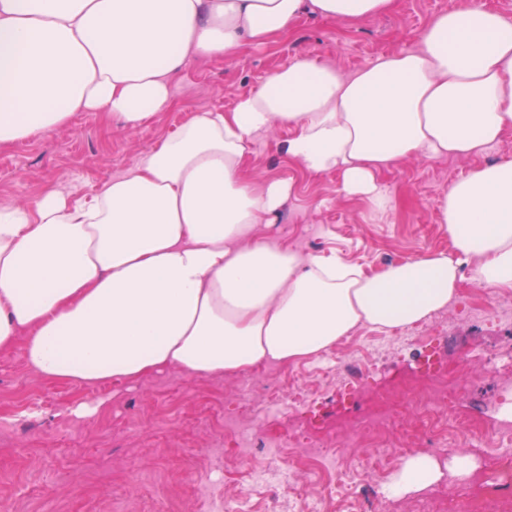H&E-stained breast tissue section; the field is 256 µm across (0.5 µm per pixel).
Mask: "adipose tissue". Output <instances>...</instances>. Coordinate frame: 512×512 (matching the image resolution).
Returning <instances> with one entry per match:
<instances>
[{
  "label": "adipose tissue",
  "mask_w": 512,
  "mask_h": 512,
  "mask_svg": "<svg viewBox=\"0 0 512 512\" xmlns=\"http://www.w3.org/2000/svg\"><path fill=\"white\" fill-rule=\"evenodd\" d=\"M393 0H0V148L49 135L84 112L135 131L173 106L194 56L231 57L285 35L301 13L352 21ZM377 214L379 173L414 159L469 158L512 129V20L483 5L435 15L411 51L351 74L301 56L228 111L194 113L86 200L58 189L0 208V352L23 345L46 381L124 383L177 366L244 377L315 360L363 327L418 323L454 299L464 263L512 291V158L472 169L442 195L450 251L375 272L261 239L292 184L248 173L257 139ZM447 466L402 460V497Z\"/></svg>",
  "instance_id": "1"
}]
</instances>
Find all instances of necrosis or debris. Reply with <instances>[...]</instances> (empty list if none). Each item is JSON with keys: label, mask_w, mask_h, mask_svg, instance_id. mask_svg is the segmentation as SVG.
<instances>
[{"label": "necrosis or debris", "mask_w": 512, "mask_h": 512, "mask_svg": "<svg viewBox=\"0 0 512 512\" xmlns=\"http://www.w3.org/2000/svg\"><path fill=\"white\" fill-rule=\"evenodd\" d=\"M462 368L395 377L370 393L355 414L329 428L260 430L243 419L224 422V455L245 461L238 491L207 483L192 486L206 512H341L337 498L351 512H374L383 497L384 481L365 485V476L384 468L388 453L383 440L399 433L410 443L435 446L444 429L442 410L453 408L465 393ZM372 448V456L349 457L356 441ZM473 476L482 492L471 497L469 512H487L497 504L512 512V453L495 456Z\"/></svg>", "instance_id": "necrosis-or-debris-1"}]
</instances>
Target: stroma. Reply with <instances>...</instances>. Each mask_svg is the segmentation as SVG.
Wrapping results in <instances>:
<instances>
[{
	"label": "stroma",
	"instance_id": "1",
	"mask_svg": "<svg viewBox=\"0 0 512 512\" xmlns=\"http://www.w3.org/2000/svg\"><path fill=\"white\" fill-rule=\"evenodd\" d=\"M458 2L396 0L388 13L358 22L307 12L274 43L230 59L193 57L173 80V109L137 131L85 112L73 125L0 150V205L33 203L50 188L83 199L94 186L136 164L192 114L231 109L241 94L295 58L315 57L354 72L381 55L416 48L425 24ZM285 136L274 131L254 145L246 161L251 172L285 177L294 185L279 222L260 227V234L305 255L336 254L368 272L426 250L448 249V238L435 222L443 192L471 169L512 157L511 129L476 158L407 161L380 176L393 197L380 217L363 199L343 197L338 174H308L278 153L275 143ZM479 303L466 283H459L448 308L428 317L421 338L374 355L363 376L342 372L314 384L305 406L264 416V426L330 423L359 406V387L463 363L471 379L458 408L487 417L503 396L483 364L497 359L501 374L512 377V321L493 324L477 317ZM311 370L308 362L273 365L244 381L198 378L170 368L134 386H78L33 375L22 348L0 353V418H10L30 394L46 400L44 418L35 426L0 429V501L10 502L12 512H153L155 501L168 498L174 512H203L188 491L191 484L217 478L232 489L239 477L235 461L220 462L212 454L224 442L225 413L237 411L242 392L257 403L269 384ZM96 400L102 403L96 414L74 415L76 405ZM442 496L462 500L460 482L444 479L383 500L378 512H409L415 503L423 512H436Z\"/></svg>",
	"mask_w": 512,
	"mask_h": 512
}]
</instances>
